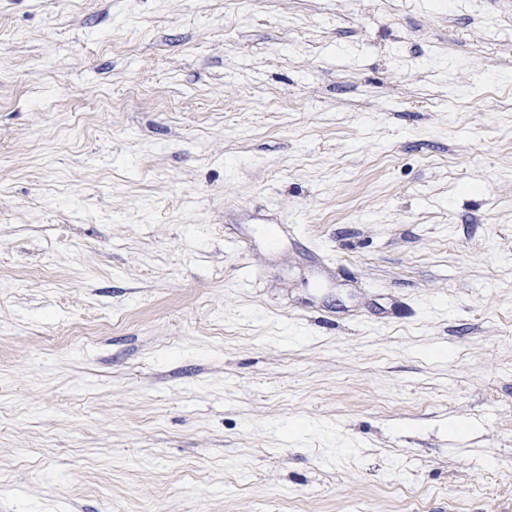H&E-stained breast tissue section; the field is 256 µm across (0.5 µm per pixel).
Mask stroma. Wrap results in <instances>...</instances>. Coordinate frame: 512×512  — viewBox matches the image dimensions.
Instances as JSON below:
<instances>
[{
    "label": "stroma",
    "mask_w": 512,
    "mask_h": 512,
    "mask_svg": "<svg viewBox=\"0 0 512 512\" xmlns=\"http://www.w3.org/2000/svg\"><path fill=\"white\" fill-rule=\"evenodd\" d=\"M0 512H512V0H0Z\"/></svg>",
    "instance_id": "1"
}]
</instances>
